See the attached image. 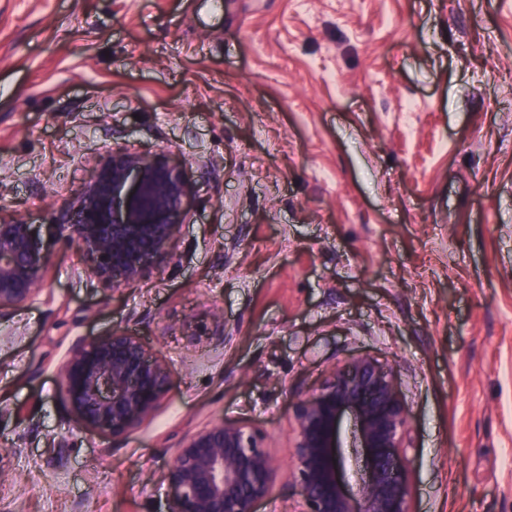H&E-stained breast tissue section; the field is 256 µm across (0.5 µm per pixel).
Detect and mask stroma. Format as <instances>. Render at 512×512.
Masks as SVG:
<instances>
[{"label": "stroma", "instance_id": "1", "mask_svg": "<svg viewBox=\"0 0 512 512\" xmlns=\"http://www.w3.org/2000/svg\"><path fill=\"white\" fill-rule=\"evenodd\" d=\"M110 149L181 166L186 222L115 291L53 240L0 312V512H169L223 418L289 469L294 402L361 355L412 512H512V0H0V219L43 227ZM115 328L171 367L119 441L58 373Z\"/></svg>", "mask_w": 512, "mask_h": 512}]
</instances>
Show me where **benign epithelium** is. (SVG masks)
<instances>
[{
    "label": "benign epithelium",
    "mask_w": 512,
    "mask_h": 512,
    "mask_svg": "<svg viewBox=\"0 0 512 512\" xmlns=\"http://www.w3.org/2000/svg\"><path fill=\"white\" fill-rule=\"evenodd\" d=\"M191 185L164 154L114 150L82 196L54 215L56 236L78 246L89 278L113 290L163 262L186 216ZM48 249L25 221L0 220V311L34 300ZM171 369L141 339L115 329L79 341L59 367L60 392L87 427L116 440L150 419L167 393ZM355 421L365 473L348 486L343 422ZM289 476L301 512H411L407 476L409 413L393 375L370 357L330 371L294 404ZM269 438L224 419L182 439L166 473L172 512H256L281 472Z\"/></svg>",
    "instance_id": "1"
}]
</instances>
